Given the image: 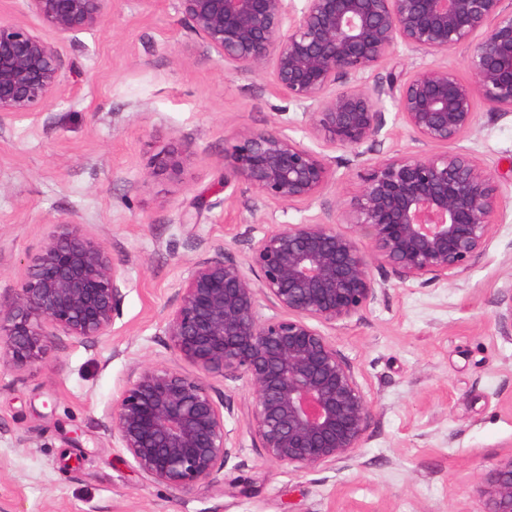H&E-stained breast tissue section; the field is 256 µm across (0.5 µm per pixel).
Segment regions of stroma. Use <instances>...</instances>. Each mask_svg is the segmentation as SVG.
I'll use <instances>...</instances> for the list:
<instances>
[{
    "label": "stroma",
    "instance_id": "1",
    "mask_svg": "<svg viewBox=\"0 0 512 512\" xmlns=\"http://www.w3.org/2000/svg\"><path fill=\"white\" fill-rule=\"evenodd\" d=\"M58 48L64 95L0 113V294L67 220L123 266L125 298L97 343L0 366V512H485L470 489L512 452V112L479 107L459 143L498 175L503 212L487 251L428 285L373 264L386 294L330 334L374 405L357 456L307 471L269 460L246 425L251 388L218 381L239 441L224 488L177 491L141 475L105 424L134 364L175 363L162 320L185 267L218 244L243 260L250 239L341 210L374 162L423 146L386 108L363 158L326 148L334 183L310 208L283 210L225 183L227 153L273 123L313 146L307 116L269 74L226 71L176 0H112L100 27ZM174 146L179 181L152 164Z\"/></svg>",
    "mask_w": 512,
    "mask_h": 512
}]
</instances>
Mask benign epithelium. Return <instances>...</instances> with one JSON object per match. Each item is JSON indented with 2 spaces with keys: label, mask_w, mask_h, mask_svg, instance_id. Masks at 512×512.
<instances>
[{
  "label": "benign epithelium",
  "mask_w": 512,
  "mask_h": 512,
  "mask_svg": "<svg viewBox=\"0 0 512 512\" xmlns=\"http://www.w3.org/2000/svg\"><path fill=\"white\" fill-rule=\"evenodd\" d=\"M59 39L99 27L112 0H27ZM230 72H267L309 117L323 146L358 151L379 135L389 100L414 140L448 146L476 122L477 105L512 112V0H177ZM434 58L400 80L363 86L398 48ZM465 49L468 82L441 59ZM356 85L333 90L340 78ZM67 76L57 43L20 21L0 20V113L52 103ZM172 178L184 158L158 161ZM335 180L322 152L274 124L237 138L224 185L253 188L282 209L309 206ZM502 215L495 175L462 150L397 155L371 166L344 203L350 229L324 212L280 224L249 243L243 261L224 248L192 263L164 317L170 350L188 374L138 364L113 399L106 431L148 479L176 490L224 486L237 448L213 380L254 391L247 428L266 457L296 470L347 464L374 414L327 329L357 316L387 290L377 262L402 282L464 274L489 247ZM16 287L0 295V365L36 364L74 340L95 344L124 301V273L105 245L60 222ZM276 309L258 313L259 299ZM489 512H512V452L473 485Z\"/></svg>",
  "instance_id": "1"
}]
</instances>
